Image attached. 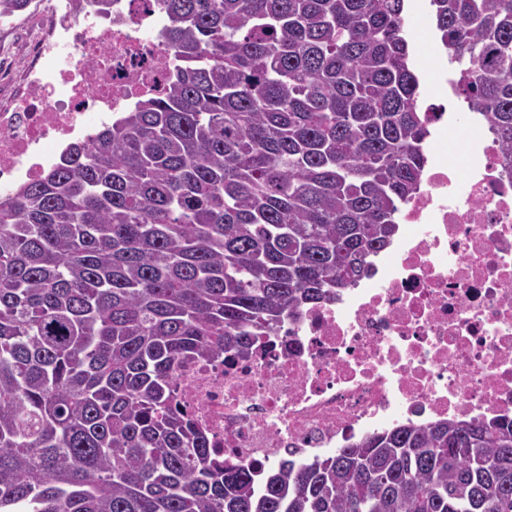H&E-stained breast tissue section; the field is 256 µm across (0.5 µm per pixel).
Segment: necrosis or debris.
<instances>
[{"label": "necrosis or debris", "instance_id": "1", "mask_svg": "<svg viewBox=\"0 0 512 512\" xmlns=\"http://www.w3.org/2000/svg\"><path fill=\"white\" fill-rule=\"evenodd\" d=\"M26 21L23 67L0 54L1 197L131 111L172 59L158 0H115L108 21L37 0ZM432 110L431 165L372 276L250 357L176 364V402L227 464L307 462L399 424L512 417V179L484 126L450 152L448 107Z\"/></svg>", "mask_w": 512, "mask_h": 512}]
</instances>
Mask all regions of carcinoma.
Segmentation results:
<instances>
[{
    "mask_svg": "<svg viewBox=\"0 0 512 512\" xmlns=\"http://www.w3.org/2000/svg\"><path fill=\"white\" fill-rule=\"evenodd\" d=\"M160 2L162 90L0 199V512H512V418L402 424L258 488L173 403L178 360L247 357L369 275L431 115L407 0ZM429 6L509 174L512 0Z\"/></svg>",
    "mask_w": 512,
    "mask_h": 512,
    "instance_id": "obj_1",
    "label": "carcinoma"
}]
</instances>
